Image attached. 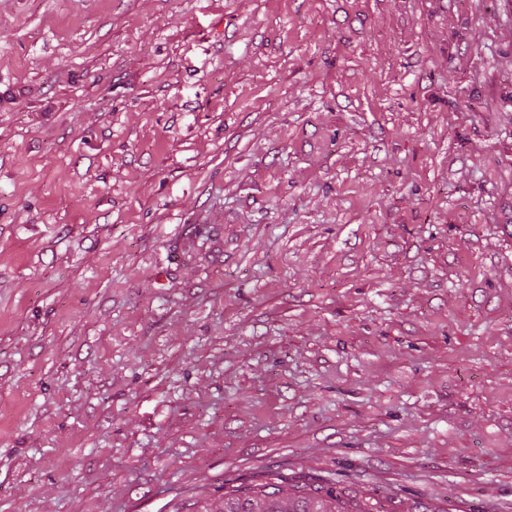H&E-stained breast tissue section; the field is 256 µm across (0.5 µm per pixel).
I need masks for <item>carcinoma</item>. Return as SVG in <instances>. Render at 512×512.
Segmentation results:
<instances>
[{
    "label": "carcinoma",
    "mask_w": 512,
    "mask_h": 512,
    "mask_svg": "<svg viewBox=\"0 0 512 512\" xmlns=\"http://www.w3.org/2000/svg\"><path fill=\"white\" fill-rule=\"evenodd\" d=\"M224 512H386L347 502L332 485L297 486L286 494L277 482H265L224 497Z\"/></svg>",
    "instance_id": "carcinoma-1"
}]
</instances>
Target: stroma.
Listing matches in <instances>:
<instances>
[{
	"instance_id": "1",
	"label": "stroma",
	"mask_w": 512,
	"mask_h": 512,
	"mask_svg": "<svg viewBox=\"0 0 512 512\" xmlns=\"http://www.w3.org/2000/svg\"><path fill=\"white\" fill-rule=\"evenodd\" d=\"M276 475L512 512V0H0V512Z\"/></svg>"
}]
</instances>
